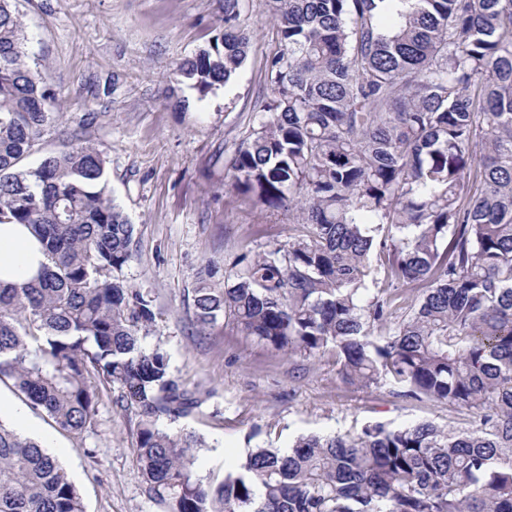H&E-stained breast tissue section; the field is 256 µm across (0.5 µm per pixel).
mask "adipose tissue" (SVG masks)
Instances as JSON below:
<instances>
[{
  "label": "adipose tissue",
  "mask_w": 512,
  "mask_h": 512,
  "mask_svg": "<svg viewBox=\"0 0 512 512\" xmlns=\"http://www.w3.org/2000/svg\"><path fill=\"white\" fill-rule=\"evenodd\" d=\"M41 243L23 224H0V285H18L50 266Z\"/></svg>",
  "instance_id": "obj_1"
}]
</instances>
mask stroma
Returning a JSON list of instances; mask_svg holds the SVG:
<instances>
[{
  "mask_svg": "<svg viewBox=\"0 0 512 512\" xmlns=\"http://www.w3.org/2000/svg\"><path fill=\"white\" fill-rule=\"evenodd\" d=\"M28 52L58 98L51 123L24 160L37 165L79 132L107 159L110 195L135 227L134 257L120 276L150 297L155 322L146 349L163 348L172 372L207 393L201 412L169 426L205 443L196 474L220 481L246 448L285 449L302 434L357 432L368 421L395 426L422 419L451 428L466 410L421 404L389 387L345 385L336 360L285 356L220 320L199 327L193 290L200 272L223 287L241 256L287 244L298 227L229 184L225 163L268 95L267 60L280 48L267 0H242L252 33L247 60L228 85L199 94L181 63L222 36L220 0H16ZM0 422L36 426L37 440L77 486L85 512H162L144 491L132 453L138 416L118 386L100 392L98 424L83 440L55 429L10 380L0 381Z\"/></svg>",
  "mask_w": 512,
  "mask_h": 512,
  "instance_id": "1",
  "label": "stroma"
}]
</instances>
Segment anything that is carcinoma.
<instances>
[{"label":"carcinoma","mask_w":512,"mask_h":512,"mask_svg":"<svg viewBox=\"0 0 512 512\" xmlns=\"http://www.w3.org/2000/svg\"><path fill=\"white\" fill-rule=\"evenodd\" d=\"M280 49L264 112L228 161L232 186L302 234L224 287L195 289L197 322L224 317L290 355L336 357L342 380L466 408L471 426L369 421L247 449L217 483L196 476L198 412L159 347L152 300L116 272L134 225L106 158L78 135L20 162L55 94L0 0V223L25 224L52 266L0 286V379L83 440L101 383L139 417L133 455L165 512H512V0H268ZM224 0L220 40L186 59L201 94L227 85L251 35ZM425 283L407 301L404 286ZM0 512H84L42 445L0 421Z\"/></svg>","instance_id":"obj_1"}]
</instances>
